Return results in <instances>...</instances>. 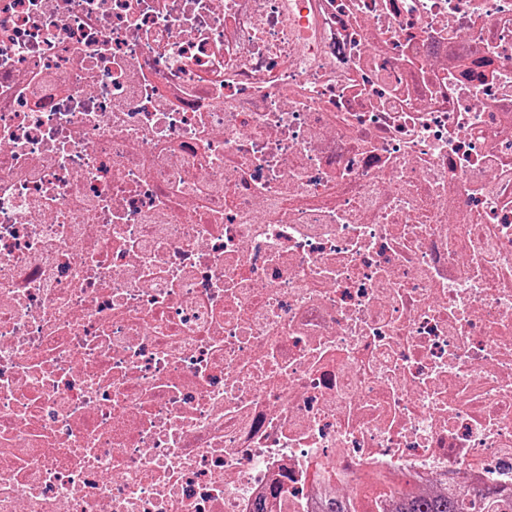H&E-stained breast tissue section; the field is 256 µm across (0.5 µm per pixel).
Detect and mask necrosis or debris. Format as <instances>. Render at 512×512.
I'll use <instances>...</instances> for the list:
<instances>
[{"label": "necrosis or debris", "instance_id": "obj_1", "mask_svg": "<svg viewBox=\"0 0 512 512\" xmlns=\"http://www.w3.org/2000/svg\"><path fill=\"white\" fill-rule=\"evenodd\" d=\"M512 496V0H0V512Z\"/></svg>", "mask_w": 512, "mask_h": 512}]
</instances>
